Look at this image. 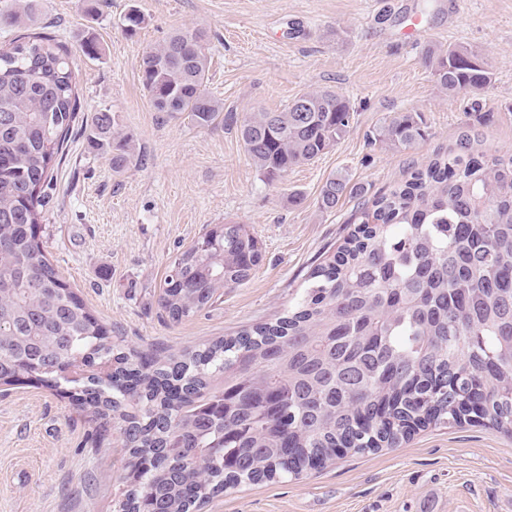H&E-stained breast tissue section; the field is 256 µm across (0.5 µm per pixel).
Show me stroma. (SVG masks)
Here are the masks:
<instances>
[{
  "mask_svg": "<svg viewBox=\"0 0 512 512\" xmlns=\"http://www.w3.org/2000/svg\"><path fill=\"white\" fill-rule=\"evenodd\" d=\"M40 24L73 53L84 111L111 109L133 158L116 174L76 131L47 199L44 246L114 342L179 353L274 318L310 268L334 250L355 201L318 207L332 176L377 192L463 135L472 150L512 154V0H38ZM146 24L122 25L129 5ZM420 41L408 42L411 26ZM202 27L207 88L238 117L279 112L300 93L333 89L352 106L349 132L275 181L258 174L235 128L163 120L140 82L146 53L178 28ZM103 55L85 57L86 33ZM460 46L491 73L480 95L442 92L428 49ZM419 113L426 137L409 149L371 134ZM248 225L263 249L251 278L175 322L158 304L171 261L219 224ZM92 427L66 387L20 377L0 385V512H114L129 454L118 437L86 448ZM201 512H512V436L479 418L420 428L397 447L348 453L297 479L217 495Z\"/></svg>",
  "mask_w": 512,
  "mask_h": 512,
  "instance_id": "stroma-1",
  "label": "stroma"
}]
</instances>
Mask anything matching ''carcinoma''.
<instances>
[{"mask_svg": "<svg viewBox=\"0 0 512 512\" xmlns=\"http://www.w3.org/2000/svg\"><path fill=\"white\" fill-rule=\"evenodd\" d=\"M144 24L130 6L125 32ZM0 28L25 29L0 48V383L27 374L69 384L93 422L92 447L119 433L131 488L115 512H199L243 484L297 479L339 448H392L418 424L460 422L468 407L512 434V154L450 149L369 198L329 178L320 209L358 198L355 228L287 313L179 355L126 349L42 240L47 188L82 111L71 53L28 2L0 12ZM207 42V31L179 28L144 57L141 82L164 119L237 126L267 181L349 131V100L320 89L238 121L206 88ZM425 62L450 94L491 80L463 47L431 50ZM83 127L113 172L128 166L130 144L110 110ZM425 136L421 117L405 112L373 140L410 148ZM261 259L247 225L213 228L171 262L160 305L173 321L188 318L248 281Z\"/></svg>", "mask_w": 512, "mask_h": 512, "instance_id": "obj_1", "label": "carcinoma"}]
</instances>
